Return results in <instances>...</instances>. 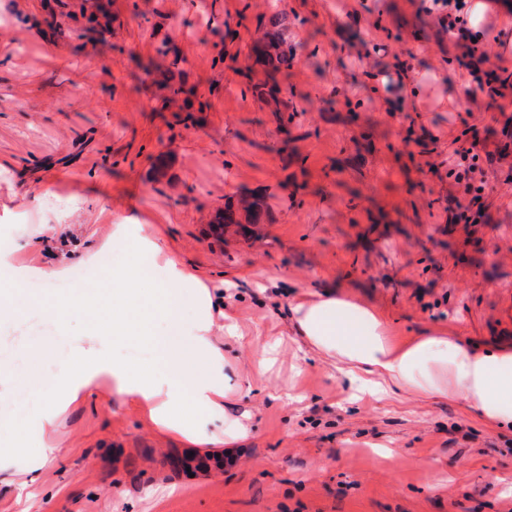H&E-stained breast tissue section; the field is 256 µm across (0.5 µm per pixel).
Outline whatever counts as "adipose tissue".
I'll return each instance as SVG.
<instances>
[{"label": "adipose tissue", "mask_w": 512, "mask_h": 512, "mask_svg": "<svg viewBox=\"0 0 512 512\" xmlns=\"http://www.w3.org/2000/svg\"><path fill=\"white\" fill-rule=\"evenodd\" d=\"M114 234L131 241L134 259L99 288L69 296L47 293L30 303L33 313L60 320L100 297L86 333L60 365L57 383L68 402L84 400L100 377L131 397L153 424L180 436L189 447L232 444L245 426L224 416L229 387L223 352L212 341L209 288L185 290V266L165 255L144 218H127ZM194 305L197 318L186 322ZM294 330L311 352L330 360L360 393L381 397L400 390L449 397L483 422L512 427V353L474 350L448 336H422L391 345L380 318L356 302L308 289L290 307ZM142 345L150 359L134 361L121 346Z\"/></svg>", "instance_id": "obj_1"}]
</instances>
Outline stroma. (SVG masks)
<instances>
[{
  "label": "stroma",
  "mask_w": 512,
  "mask_h": 512,
  "mask_svg": "<svg viewBox=\"0 0 512 512\" xmlns=\"http://www.w3.org/2000/svg\"><path fill=\"white\" fill-rule=\"evenodd\" d=\"M272 0H0V254L28 290L0 324V512H507L512 429L457 401L409 392L378 401L302 344L289 305L303 289L355 301L390 342L455 336L505 347L512 301V88L478 95L433 0H282L284 37L302 45L259 98L250 57ZM357 10L359 21L344 14ZM512 59V11L471 28ZM183 58L202 111L164 106L137 60ZM411 69L415 88L399 86ZM478 137L489 188L482 215L448 158ZM259 199L262 223L216 237L215 212ZM112 213L100 217V209ZM148 216L167 253L225 291L236 338L217 337L231 389L226 416L248 434L205 447L220 463L173 471L188 455L112 382L47 407L70 339L87 323L26 320L57 269L85 283L130 260L112 220ZM35 246H26V239ZM277 347L261 365L264 345ZM26 429L54 458H16ZM33 466L35 481L16 468Z\"/></svg>",
  "instance_id": "35a3bbf8"
}]
</instances>
